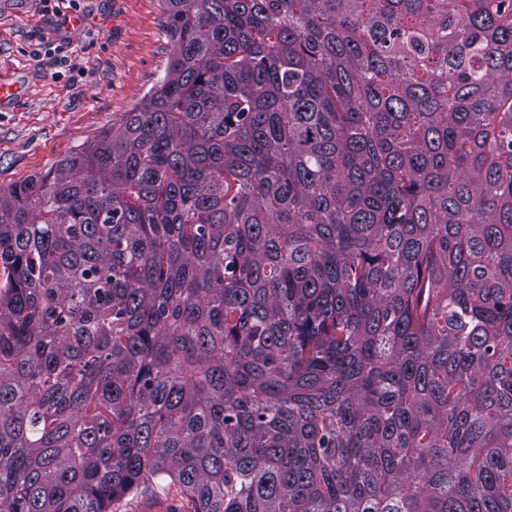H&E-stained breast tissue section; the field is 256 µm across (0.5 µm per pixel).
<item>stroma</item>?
<instances>
[{
	"label": "stroma",
	"mask_w": 512,
	"mask_h": 512,
	"mask_svg": "<svg viewBox=\"0 0 512 512\" xmlns=\"http://www.w3.org/2000/svg\"><path fill=\"white\" fill-rule=\"evenodd\" d=\"M66 5L0 0V79L21 87L0 105V189L54 168L138 106L168 67L161 0H81ZM116 512H189L176 490H144Z\"/></svg>",
	"instance_id": "stroma-1"
}]
</instances>
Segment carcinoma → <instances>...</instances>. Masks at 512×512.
<instances>
[{
	"label": "carcinoma",
	"instance_id": "cac0c4a2",
	"mask_svg": "<svg viewBox=\"0 0 512 512\" xmlns=\"http://www.w3.org/2000/svg\"><path fill=\"white\" fill-rule=\"evenodd\" d=\"M162 2L0 192V509L512 512V0ZM117 512H188L185 498L175 489L166 491L142 490L115 505Z\"/></svg>",
	"mask_w": 512,
	"mask_h": 512
}]
</instances>
